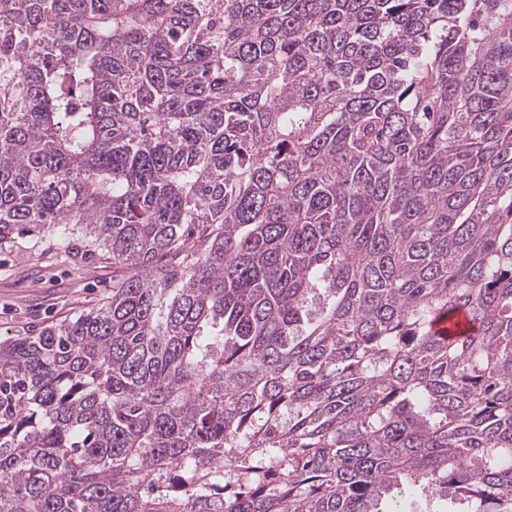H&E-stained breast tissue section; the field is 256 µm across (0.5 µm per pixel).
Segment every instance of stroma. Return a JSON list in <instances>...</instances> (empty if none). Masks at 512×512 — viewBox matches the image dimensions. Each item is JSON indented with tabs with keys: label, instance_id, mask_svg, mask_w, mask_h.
I'll return each mask as SVG.
<instances>
[{
	"label": "stroma",
	"instance_id": "35a3bbf8",
	"mask_svg": "<svg viewBox=\"0 0 512 512\" xmlns=\"http://www.w3.org/2000/svg\"><path fill=\"white\" fill-rule=\"evenodd\" d=\"M82 238L60 249L48 233L22 234L0 246V338L34 336L44 327L100 308L126 277Z\"/></svg>",
	"mask_w": 512,
	"mask_h": 512
}]
</instances>
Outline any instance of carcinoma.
I'll use <instances>...</instances> for the list:
<instances>
[{
    "label": "carcinoma",
    "mask_w": 512,
    "mask_h": 512,
    "mask_svg": "<svg viewBox=\"0 0 512 512\" xmlns=\"http://www.w3.org/2000/svg\"><path fill=\"white\" fill-rule=\"evenodd\" d=\"M22 229L0 512H512V0H0ZM74 237L60 249L52 234L16 236L0 247V338L35 336L44 327L100 308L128 274L104 251Z\"/></svg>",
    "instance_id": "obj_1"
}]
</instances>
